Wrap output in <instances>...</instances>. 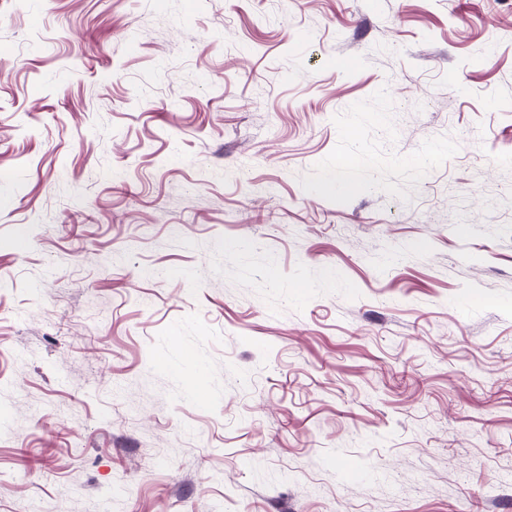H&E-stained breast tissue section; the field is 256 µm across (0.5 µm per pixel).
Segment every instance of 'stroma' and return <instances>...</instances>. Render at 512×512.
Segmentation results:
<instances>
[{"mask_svg": "<svg viewBox=\"0 0 512 512\" xmlns=\"http://www.w3.org/2000/svg\"><path fill=\"white\" fill-rule=\"evenodd\" d=\"M0 512H512V0H0Z\"/></svg>", "mask_w": 512, "mask_h": 512, "instance_id": "35a3bbf8", "label": "stroma"}]
</instances>
